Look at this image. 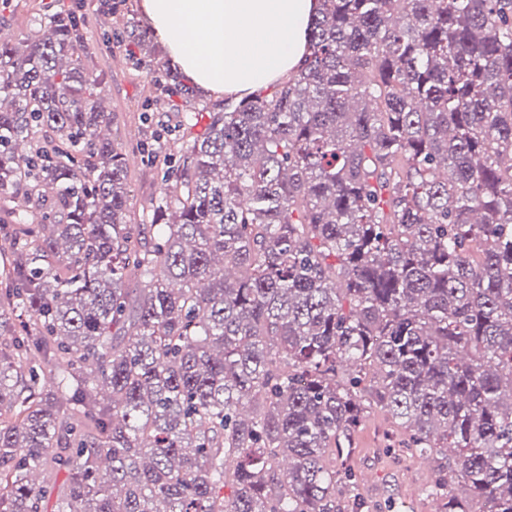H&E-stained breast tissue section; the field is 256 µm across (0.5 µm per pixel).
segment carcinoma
<instances>
[{
  "label": "carcinoma",
  "mask_w": 512,
  "mask_h": 512,
  "mask_svg": "<svg viewBox=\"0 0 512 512\" xmlns=\"http://www.w3.org/2000/svg\"><path fill=\"white\" fill-rule=\"evenodd\" d=\"M321 2L146 224L83 20L0 39V512H339L360 392L512 512V0Z\"/></svg>",
  "instance_id": "1"
}]
</instances>
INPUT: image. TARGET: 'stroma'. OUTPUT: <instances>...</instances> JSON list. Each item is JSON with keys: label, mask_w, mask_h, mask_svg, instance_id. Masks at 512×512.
<instances>
[{"label": "stroma", "mask_w": 512, "mask_h": 512, "mask_svg": "<svg viewBox=\"0 0 512 512\" xmlns=\"http://www.w3.org/2000/svg\"><path fill=\"white\" fill-rule=\"evenodd\" d=\"M23 8L0 0V27L21 39L38 28L45 6H80L90 25L86 34L94 61L107 76L106 105L114 115L111 133L131 157L130 203L136 214H146L158 196L160 181L149 167L148 152L141 140L142 127H150L168 141L181 138L182 115L154 108V85L142 59L129 56L120 45L119 26L104 19L99 0H26ZM363 418L351 440L346 466L354 481L339 484L337 502L355 497L359 512H437L439 503L428 492L451 457L434 450L415 454L399 445L393 419L371 400H364Z\"/></svg>", "instance_id": "1"}]
</instances>
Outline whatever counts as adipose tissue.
I'll return each instance as SVG.
<instances>
[{"label": "adipose tissue", "instance_id": "adipose-tissue-1", "mask_svg": "<svg viewBox=\"0 0 512 512\" xmlns=\"http://www.w3.org/2000/svg\"><path fill=\"white\" fill-rule=\"evenodd\" d=\"M320 0H142L156 40L185 78L244 96L285 78L305 56Z\"/></svg>", "mask_w": 512, "mask_h": 512}]
</instances>
